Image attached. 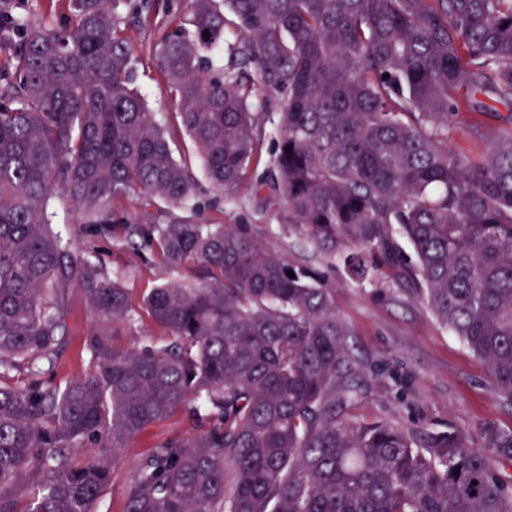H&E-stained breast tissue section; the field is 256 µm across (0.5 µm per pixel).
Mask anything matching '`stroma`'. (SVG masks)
Wrapping results in <instances>:
<instances>
[{
  "label": "stroma",
  "mask_w": 512,
  "mask_h": 512,
  "mask_svg": "<svg viewBox=\"0 0 512 512\" xmlns=\"http://www.w3.org/2000/svg\"><path fill=\"white\" fill-rule=\"evenodd\" d=\"M147 16L120 11V26L134 48L136 84L159 122H167L175 110L168 86L153 60V49L164 33L187 18L186 0H147ZM273 161L271 144H264L233 200L216 201L206 179H199V200L204 219L212 224H238L256 240L274 248L292 262L323 273L336 285V307L350 325L358 374L364 385L358 403L349 409L360 421L387 420L407 430L467 433L481 443L480 428L492 422L512 427V403L502 399L482 360L435 320L411 291L387 278L377 284L360 285L342 269H327L305 240L283 232L276 205L256 206L252 197L255 178L266 174ZM103 266L119 278L129 292L135 320L124 326L118 338L129 346L146 337L162 338L164 332L142 308V299L152 288L190 280L189 265L170 266L150 252L135 254L122 238L98 246ZM98 318L86 305L80 290L71 295L68 345L56 364L57 379L84 375L90 369L82 340ZM190 426L176 415L146 429L119 456L111 485L100 499L98 512H124L123 488L152 447L173 435H185Z\"/></svg>",
  "instance_id": "stroma-1"
}]
</instances>
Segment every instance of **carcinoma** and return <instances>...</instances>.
Masks as SVG:
<instances>
[{"instance_id":"carcinoma-1","label":"carcinoma","mask_w":512,"mask_h":512,"mask_svg":"<svg viewBox=\"0 0 512 512\" xmlns=\"http://www.w3.org/2000/svg\"><path fill=\"white\" fill-rule=\"evenodd\" d=\"M120 2L67 0L63 23L0 15V512H95L119 452L177 413L191 432L141 461L125 512H512V428L485 424L477 447L352 419L362 387L334 285L203 222L173 150L188 137L230 201L270 140L254 201L276 194L288 234L357 281L394 271L511 402L512 0H189V26L154 54L168 130L134 85ZM230 24L242 46L214 68ZM500 106L502 125L479 120ZM131 192L163 208L119 221L112 200ZM61 197L87 237L120 228L196 266L143 298L168 340L117 345L126 289L67 248ZM75 288L99 317L92 370L60 383Z\"/></svg>"}]
</instances>
